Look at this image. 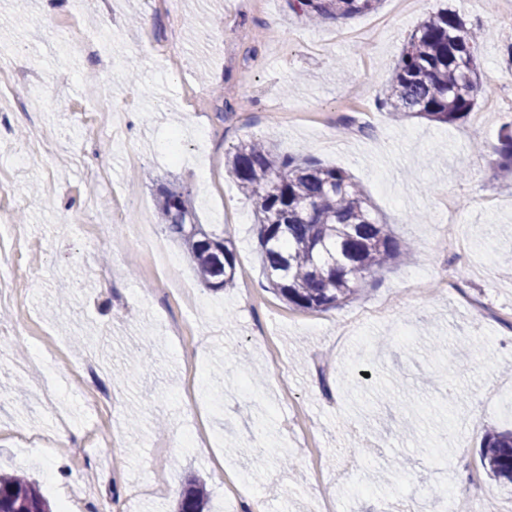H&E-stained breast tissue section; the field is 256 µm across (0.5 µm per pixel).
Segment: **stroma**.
<instances>
[{"label":"stroma","mask_w":512,"mask_h":512,"mask_svg":"<svg viewBox=\"0 0 512 512\" xmlns=\"http://www.w3.org/2000/svg\"><path fill=\"white\" fill-rule=\"evenodd\" d=\"M483 36L482 80L453 125L378 107L412 29L441 9ZM0 0V218L23 223L25 304H0V471L36 480L55 512H173L189 478L207 512H381L458 493L507 497L481 466L487 427H512V181L493 151L512 122V7L497 0H381L308 24L288 0ZM99 41L67 48L68 21ZM173 39L172 59L154 41ZM111 109L123 131L89 138ZM251 138L347 170L409 257L326 311L289 306L260 259L255 204L223 163ZM185 188L198 223L231 241L232 287H203L159 222L160 186ZM146 219L172 256L156 278L128 225ZM444 336L442 356L428 332ZM485 352L476 355L475 344ZM143 345V360L127 351ZM44 371L14 364L33 354ZM94 359L93 373L72 369ZM104 393L102 412L88 394ZM400 457L403 466L388 464Z\"/></svg>","instance_id":"1"}]
</instances>
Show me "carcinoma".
I'll return each instance as SVG.
<instances>
[{"mask_svg": "<svg viewBox=\"0 0 512 512\" xmlns=\"http://www.w3.org/2000/svg\"><path fill=\"white\" fill-rule=\"evenodd\" d=\"M380 0H293L306 21L348 18L377 8ZM480 42L461 15L447 9L425 19L409 35L381 104L393 120L420 116L450 125L473 110L483 87ZM495 153L499 174L512 178V125L503 126ZM240 191L255 200L258 239L271 288L288 304L328 310L352 299L361 284L407 256L369 198L344 169L279 154L264 140L240 143L227 155ZM160 223L189 253L196 271L214 291L235 279L230 242L196 223L188 194L161 192ZM481 465L512 484V429L490 427L481 439ZM206 489L189 484L176 512H204ZM0 512H53L39 484L0 473Z\"/></svg>", "mask_w": 512, "mask_h": 512, "instance_id": "1", "label": "carcinoma"}]
</instances>
